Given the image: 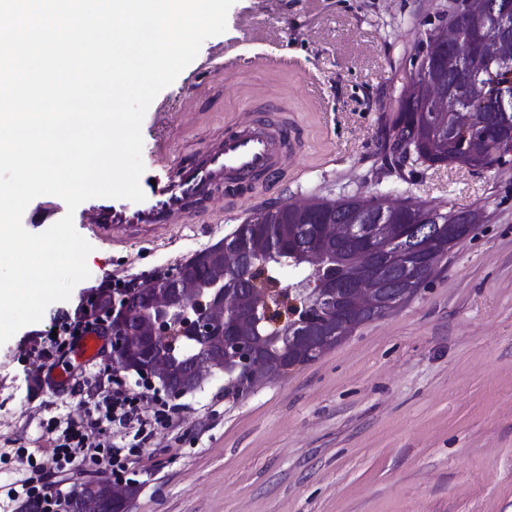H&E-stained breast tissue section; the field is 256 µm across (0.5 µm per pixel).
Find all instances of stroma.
I'll return each instance as SVG.
<instances>
[{
  "label": "stroma",
  "mask_w": 512,
  "mask_h": 512,
  "mask_svg": "<svg viewBox=\"0 0 512 512\" xmlns=\"http://www.w3.org/2000/svg\"><path fill=\"white\" fill-rule=\"evenodd\" d=\"M454 4L235 0L226 31L147 109L143 163L154 164L161 113L179 131L175 164L270 110L304 149L171 238L93 241L89 278L0 346L1 500L30 462H45L56 423L88 418L102 395L98 359L75 366L87 379L78 388L34 380L41 342L79 315L83 295L108 276L148 284L265 206L356 194L476 209L483 222L396 312L318 360L244 395L218 377L179 399L126 474L141 487L128 512H512V150L483 169L398 168L384 156L419 45ZM217 54L223 71H205Z\"/></svg>",
  "instance_id": "35a3bbf8"
}]
</instances>
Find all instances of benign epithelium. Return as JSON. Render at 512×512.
Wrapping results in <instances>:
<instances>
[{"instance_id":"1","label":"benign epithelium","mask_w":512,"mask_h":512,"mask_svg":"<svg viewBox=\"0 0 512 512\" xmlns=\"http://www.w3.org/2000/svg\"><path fill=\"white\" fill-rule=\"evenodd\" d=\"M433 40L441 41L450 47L456 46L457 29L443 25L429 33ZM414 94L425 102L432 116L438 117L453 106V101L437 84L415 69L406 89V95ZM476 142L490 148L489 155L499 157L500 153L512 147V132L501 125L483 124L476 134ZM322 234L350 239L358 243L354 260L347 273L336 278L329 276L324 258L310 252L305 261H316L311 278L334 282L341 280L347 285L343 292L349 295L352 306L362 312L386 316L398 304L387 289L369 276L368 259L370 247L367 239L390 247L406 238L420 241L431 237L434 229L428 226H406L383 221L371 227L361 224H321ZM439 254L421 250L417 252L409 273L426 281L433 273ZM245 262L238 248L224 247V271L235 275L240 288L233 291L217 280L206 285L209 295H202L186 277L185 266L152 280L142 288L151 293L152 306L149 317L139 321L137 299L132 295L112 298L107 314L99 311L97 293L84 296L82 307L85 313L96 316L95 334L107 339L105 357L107 364L119 368H130L131 355L137 357V368L142 375L161 385H166L173 396H184L203 388L204 384L220 373L229 374L244 369L249 379L256 381L273 375V363L260 358L261 325L267 315L260 314L258 305L251 304L249 312L240 317L233 310L244 300H251L248 274L244 273ZM287 301L295 306L318 308L322 303L336 309V289L316 288L314 283L304 280L294 288L285 290ZM178 336L196 342H213L219 347V355L208 356L197 352L187 358L183 370L173 376L168 355L162 343L170 337ZM293 352L299 356H317L323 344L307 332H299L293 339ZM80 493L62 497L64 512H106L112 503L120 502L126 495L125 485L101 477L92 482L81 478L73 483Z\"/></svg>"}]
</instances>
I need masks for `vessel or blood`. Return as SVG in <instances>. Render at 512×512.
Masks as SVG:
<instances>
[{
    "label": "vessel or blood",
    "mask_w": 512,
    "mask_h": 512,
    "mask_svg": "<svg viewBox=\"0 0 512 512\" xmlns=\"http://www.w3.org/2000/svg\"><path fill=\"white\" fill-rule=\"evenodd\" d=\"M176 129L162 124L155 154L162 159L160 174L141 175L145 198H93L80 214L90 234L102 243L120 248L134 240H155L186 223L219 191L248 188L260 176L279 166L285 150H297L301 141L277 123L260 120L257 128L224 137L194 161L173 167L165 159Z\"/></svg>",
    "instance_id": "vessel-or-blood-1"
}]
</instances>
